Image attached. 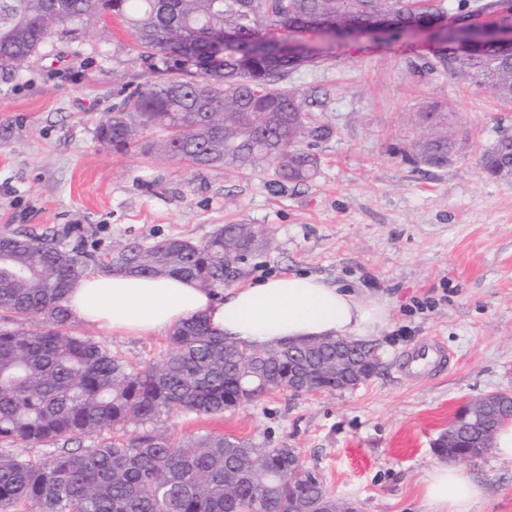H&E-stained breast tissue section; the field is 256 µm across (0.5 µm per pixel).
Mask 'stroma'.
<instances>
[{
	"label": "stroma",
	"instance_id": "35a3bbf8",
	"mask_svg": "<svg viewBox=\"0 0 512 512\" xmlns=\"http://www.w3.org/2000/svg\"><path fill=\"white\" fill-rule=\"evenodd\" d=\"M309 43L321 59L285 84L334 135L314 147L319 174L295 184L101 146L99 120L121 89L148 77L142 49L116 16L67 33L52 27L38 54L0 81V231L53 228L63 247L102 254L133 240L201 243L221 224H262L270 246L241 263L237 286L295 272L387 296L393 326L371 342L381 367L358 389L278 392L160 426L176 438L213 431L298 449L326 490L359 512H429L423 480L439 461L434 442L462 406L512 391V179L486 177L470 156L437 170L395 151L429 105L456 112L483 146L512 133V105L436 68L419 36ZM74 329L135 364L169 350L164 333ZM432 338L447 347L448 364L407 379L402 355ZM458 467L485 489L474 512H512V459L490 450Z\"/></svg>",
	"mask_w": 512,
	"mask_h": 512
}]
</instances>
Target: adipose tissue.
<instances>
[{
    "label": "adipose tissue",
    "mask_w": 512,
    "mask_h": 512,
    "mask_svg": "<svg viewBox=\"0 0 512 512\" xmlns=\"http://www.w3.org/2000/svg\"><path fill=\"white\" fill-rule=\"evenodd\" d=\"M67 306L77 321L115 334L161 333L201 314L228 341L255 348L328 337L363 342L391 325L387 298L305 273L217 297L180 277L93 271L76 281ZM483 495L481 484L451 464L435 465L424 480L430 512H471Z\"/></svg>",
    "instance_id": "adipose-tissue-1"
}]
</instances>
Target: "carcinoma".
I'll return each mask as SVG.
<instances>
[{
	"instance_id": "1",
	"label": "carcinoma",
	"mask_w": 512,
	"mask_h": 512,
	"mask_svg": "<svg viewBox=\"0 0 512 512\" xmlns=\"http://www.w3.org/2000/svg\"><path fill=\"white\" fill-rule=\"evenodd\" d=\"M463 0H0V77L34 56L50 26L99 13L124 20L144 49L150 79L101 119L96 138L116 152L142 147L143 132H163L162 152L201 166L274 168L307 182L321 161L311 147L333 135L296 89L282 85L296 57L268 37L270 25L328 34L335 26L385 23L397 33L445 28L464 20ZM495 15L512 26V0H472L470 16ZM226 38L224 55L203 42ZM435 67L490 90L512 104V43L477 33L459 52L442 41ZM421 134L401 159L448 167L454 129L432 105L416 113ZM479 168L497 177L512 165V137L485 148ZM270 246L259 224H224L204 242L168 238L129 242L96 255L58 234H0V512H355L301 463L295 448H261L245 439L203 432L175 440L162 417L193 412L220 416L274 391H294L288 374L311 358V381L333 392L349 379L336 355L355 364L362 382L379 368L374 351L336 340L252 349L210 330L197 315L169 336L157 364L135 365L105 344L71 331L65 299L94 266L104 272L178 276L218 295L248 256ZM37 318L36 328L24 327ZM512 417V398L491 411L458 418L433 444L442 459L479 458L497 427ZM128 425L127 437L111 432ZM95 435L97 443L81 447ZM53 447L38 461L22 444Z\"/></svg>"
}]
</instances>
